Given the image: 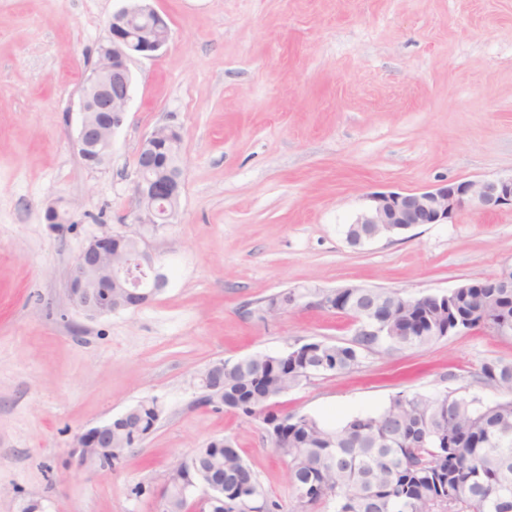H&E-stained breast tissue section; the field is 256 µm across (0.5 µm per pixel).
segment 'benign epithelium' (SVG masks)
I'll list each match as a JSON object with an SVG mask.
<instances>
[{
  "label": "benign epithelium",
  "mask_w": 512,
  "mask_h": 512,
  "mask_svg": "<svg viewBox=\"0 0 512 512\" xmlns=\"http://www.w3.org/2000/svg\"><path fill=\"white\" fill-rule=\"evenodd\" d=\"M146 19L151 23L152 34L134 37L130 24L134 20ZM109 38L102 45L98 60L86 77L87 85L79 100L81 123L75 140L77 152L91 156L102 164L112 151V136L120 129L127 116L130 98L131 73L128 62L135 56L154 57L163 50L170 38L166 20L147 4V0H127V6L112 14L107 22ZM169 194L165 183L144 184L136 180L133 189L135 223H170L171 217L162 215L155 202ZM504 205L512 206V176L494 179L450 182L421 192H385L371 197V204L356 219L358 224H386L391 230L400 232L420 224H446L454 215L472 207L483 211H494ZM112 252V236L91 240L80 251L69 275L68 283L74 288L70 299L77 309L88 317L101 316L142 306L152 300L166 282L165 274L158 265L152 245L145 243L134 264L141 276H127L121 270L105 268ZM124 288L131 302L122 304L112 294V283ZM402 300L415 305L430 299L438 306L455 310L456 291L429 293L414 296L398 291ZM354 335L385 332L388 322L371 318L352 319ZM475 329L489 330L484 316L471 311L464 322L448 325L445 333L457 335ZM74 453L80 465L94 470L112 468L124 449L112 444V422L92 427L75 437ZM188 494L193 503L191 512H210L216 500L224 496V483L206 468L196 470L188 479Z\"/></svg>",
  "instance_id": "obj_1"
}]
</instances>
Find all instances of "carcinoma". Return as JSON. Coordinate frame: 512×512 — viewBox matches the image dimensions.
Masks as SVG:
<instances>
[{"label":"carcinoma","instance_id":"1","mask_svg":"<svg viewBox=\"0 0 512 512\" xmlns=\"http://www.w3.org/2000/svg\"><path fill=\"white\" fill-rule=\"evenodd\" d=\"M148 181L162 179L173 187L165 206L178 209L183 176L181 135L161 130L147 149ZM140 241L119 237L118 263L137 253ZM458 311L479 310L492 324L491 332L512 338V288L464 289ZM403 301L385 289L363 288L355 294L325 291L323 308L360 317L366 311L394 319L406 336H355L340 344L323 342L320 352L296 349L285 356L258 354L224 361V372L209 384L202 400L246 417L263 415L275 429L271 445L288 459L293 492L291 512H316L332 505L333 512H512V399L486 404L445 394L429 397L399 394L380 412L359 413L342 426L286 410L272 412L275 399L296 387L318 364L327 373L353 370L362 353L424 348L445 337L448 309L432 307L406 323L397 319ZM478 382L512 393V361L485 360ZM141 434L157 425L156 400L138 406ZM439 422L436 438L424 437L431 422ZM224 473V507L215 512H279L281 505L262 489L233 441L213 438L171 469L161 488L168 512H182V489L191 462Z\"/></svg>","mask_w":512,"mask_h":512}]
</instances>
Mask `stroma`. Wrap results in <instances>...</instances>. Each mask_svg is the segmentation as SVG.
Segmentation results:
<instances>
[{
    "instance_id": "stroma-1",
    "label": "stroma",
    "mask_w": 512,
    "mask_h": 512,
    "mask_svg": "<svg viewBox=\"0 0 512 512\" xmlns=\"http://www.w3.org/2000/svg\"><path fill=\"white\" fill-rule=\"evenodd\" d=\"M126 0H0V512H155L176 459L228 437L284 512L287 462L260 420L198 405L212 361L350 341L347 316L287 290L359 285L417 296L512 266V208L360 245L349 224L377 192L512 175V0H150L170 26L131 61L125 125L99 167L74 147L84 79ZM182 136L178 214L153 237L167 277L153 301L94 319L68 273L102 235L137 229L140 142ZM70 221L50 224L49 205ZM512 338L471 331L362 354L351 372L282 397L336 426L396 395L505 399L478 384ZM156 430L114 469L72 458L74 437L144 399ZM145 494L135 495V486Z\"/></svg>"
}]
</instances>
